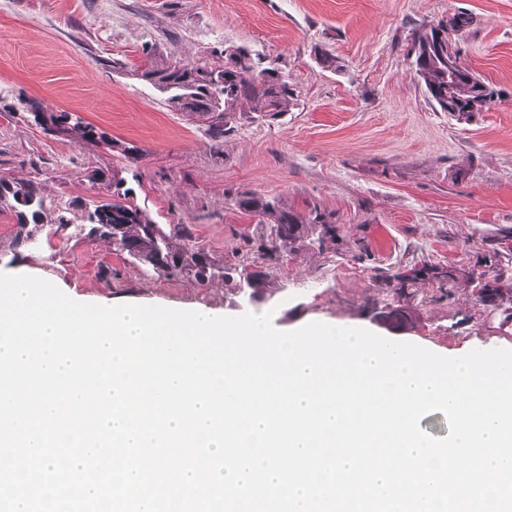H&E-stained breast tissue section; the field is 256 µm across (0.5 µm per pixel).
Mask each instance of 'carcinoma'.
Segmentation results:
<instances>
[{"label": "carcinoma", "mask_w": 512, "mask_h": 512, "mask_svg": "<svg viewBox=\"0 0 512 512\" xmlns=\"http://www.w3.org/2000/svg\"><path fill=\"white\" fill-rule=\"evenodd\" d=\"M468 24V17L455 14L446 21L445 28L424 25L414 35L410 53L414 55L416 74L433 105L442 112L464 107L481 112L498 97L491 83L467 66L458 67L456 61L448 59V34ZM146 55L149 62L136 69L133 76L166 94L167 105L178 98H189L193 106L182 107L180 111L190 116L203 115L220 104L224 106V125L208 128L214 139L224 136L243 118L276 120L295 106V90L288 81L281 78L278 69L262 66L261 59L253 54L241 58L235 68L219 72L208 68L205 59L184 60L173 55L156 56L149 51ZM244 100L248 102L246 112L240 109ZM64 139L107 153L118 150L126 155L132 151L77 113L71 114ZM123 184V179L113 178L111 198L81 206L83 220L91 225L88 235L111 241L143 272L169 280L188 277L208 285L232 279L240 290L248 287L250 272L264 288L268 266L284 259V247L291 251H320L325 239L336 238V226L320 207L314 206L308 214L300 215L274 200L246 191L236 195L234 204L257 221L260 232L247 238L252 243L251 256L227 265L199 245L188 226L157 223L150 212L135 203L131 189L123 188ZM5 207L16 212L15 242L19 244L34 236L29 225H44L51 204L39 183L0 178V209ZM510 273L512 269H500L493 279L478 283L490 290V302L497 301L498 283ZM426 275L441 284L455 278L450 271L421 267L399 269L387 275V279L391 291L401 293L409 283Z\"/></svg>", "instance_id": "1"}]
</instances>
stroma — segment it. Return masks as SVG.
<instances>
[{
    "instance_id": "1",
    "label": "stroma",
    "mask_w": 512,
    "mask_h": 512,
    "mask_svg": "<svg viewBox=\"0 0 512 512\" xmlns=\"http://www.w3.org/2000/svg\"><path fill=\"white\" fill-rule=\"evenodd\" d=\"M461 13L464 63L501 92L470 116L428 101L409 53L416 28ZM147 44L190 59L246 46L279 68L297 104L213 139L133 77ZM324 50L336 69L320 64ZM20 97L79 114L136 152L49 138L8 111ZM95 170L105 180H91ZM113 174L157 223L188 225L229 262L255 230L237 193L331 213L336 236L323 251H293L268 278L275 296L261 309L278 330L376 333L368 310L388 303L413 319L402 341L451 354L512 349V279L495 306L472 285L491 263L512 268V0H0V177L40 182L68 220L18 245L15 214L0 212V272L94 304L245 313L233 282L147 276L109 241L79 235V203L110 195ZM423 265L454 272L450 297L424 277L391 292L388 271Z\"/></svg>"
}]
</instances>
